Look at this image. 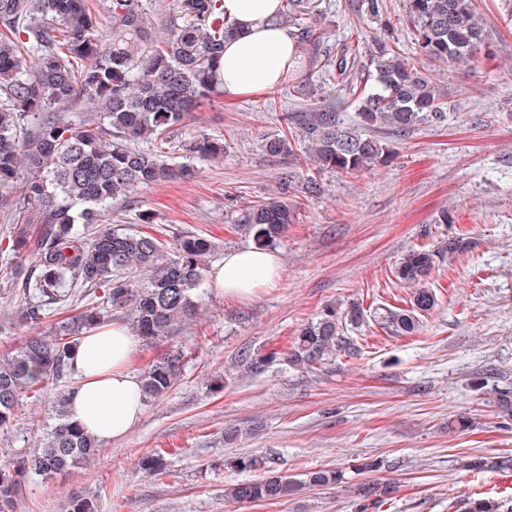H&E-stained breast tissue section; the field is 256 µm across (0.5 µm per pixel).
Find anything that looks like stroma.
Returning <instances> with one entry per match:
<instances>
[{"mask_svg":"<svg viewBox=\"0 0 512 512\" xmlns=\"http://www.w3.org/2000/svg\"><path fill=\"white\" fill-rule=\"evenodd\" d=\"M396 22L388 45L431 77L447 114L389 139V163L341 177L324 172L321 193L298 198L299 223L274 248L281 261L276 287L242 300L203 289L197 318L171 342L188 361L161 399L145 403L131 432L101 443L89 463L64 474L33 477L16 512H64L73 490L93 497L98 512H358L356 465L380 460L372 477L394 490L377 512H455L466 496L512 498V476L465 467L472 455H512V420L499 416L496 388L512 385V0H474L484 40L470 61L446 66L423 56L402 17L405 0H383ZM321 27L333 51L356 34L379 36V22L360 16L352 0H323ZM318 72L302 66L259 95L216 96L173 130L169 160L193 166L192 177L134 188L116 201L101 228L120 226L175 240L201 234L226 252L252 247L235 216L261 200L288 170L287 157L262 148L281 130L283 113L314 100ZM221 139L224 156H189L194 138ZM453 221L439 223L441 212ZM150 222H142V214ZM467 239V250L437 259L428 285L434 309L416 335L397 336L376 321L378 309L406 305L411 286L395 276L410 250ZM358 300L366 316L347 335L353 356L319 370L268 360L325 303ZM24 397L0 429V463L32 447L58 390ZM465 416L464 431L448 428ZM166 450L173 476L159 480L138 461ZM264 459L252 471L299 474L345 470L343 487L305 489L282 501L233 503L225 486L237 480L225 458Z\"/></svg>","mask_w":512,"mask_h":512,"instance_id":"35a3bbf8","label":"stroma"}]
</instances>
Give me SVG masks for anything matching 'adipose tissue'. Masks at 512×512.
<instances>
[{"mask_svg": "<svg viewBox=\"0 0 512 512\" xmlns=\"http://www.w3.org/2000/svg\"><path fill=\"white\" fill-rule=\"evenodd\" d=\"M280 0H224L235 36L224 43L219 70L225 96L260 94L277 86L296 63L298 43L285 27L269 26ZM281 273L277 254L243 248L225 255L209 273L218 295L250 298L274 287ZM139 339L130 326L113 322L84 334L76 358L78 383L70 417L100 441L125 437L144 412L140 376L133 368Z\"/></svg>", "mask_w": 512, "mask_h": 512, "instance_id": "adipose-tissue-1", "label": "adipose tissue"}]
</instances>
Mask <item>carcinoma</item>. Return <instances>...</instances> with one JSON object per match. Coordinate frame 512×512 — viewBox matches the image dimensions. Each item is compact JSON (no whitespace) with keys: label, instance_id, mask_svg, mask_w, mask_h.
<instances>
[{"label":"carcinoma","instance_id":"1","mask_svg":"<svg viewBox=\"0 0 512 512\" xmlns=\"http://www.w3.org/2000/svg\"><path fill=\"white\" fill-rule=\"evenodd\" d=\"M178 23L167 37L151 39L150 17L143 0H0V205L24 215L9 252L15 259L7 295L22 304L21 316L40 323L57 304L74 301L81 288L103 289L102 303H89L52 336L33 335L0 356V429L10 425L20 397L45 390L75 374L78 344L87 330L114 319L129 321L146 343L169 336L173 328L196 314L204 284L203 262L212 243L195 234L171 244L146 232L123 228L97 233L88 225L112 210L129 190L172 180L183 174L166 159L171 130L181 125L202 100L221 93L218 71L224 41L235 34L224 19L223 0H174ZM109 26L98 28L96 12ZM382 0H358V13L381 16ZM319 0H281L271 24L294 26L302 40L318 48L322 39ZM406 20L421 52L431 60L454 65L473 55L483 41L472 0H406ZM36 56L30 67L28 55ZM360 54L351 45L336 57H310L321 86H348L349 65ZM374 84L362 94L354 123L341 117V95L286 114V130L263 140L272 156L294 155L290 137L297 136L313 162L314 172L300 163L282 173L279 188L265 199L240 209L254 245L277 244L288 225L299 221V208L289 189L302 185L304 198L321 193L317 174L352 175L391 157L382 133L406 137L424 122H441L435 87L386 42L373 37L369 50ZM87 112L76 122L69 112ZM193 157L224 153L219 139L202 136L188 146ZM465 248L464 238L448 240L440 249L409 251L396 276L415 286L409 307L388 309L381 321L399 336L419 330V315L429 312L436 296L427 277L443 252ZM34 255L32 266L25 264ZM364 309L357 303L324 305L289 349V364L317 370L346 350L350 341L343 323L358 324ZM186 353L173 346L153 359L141 374L144 400L165 395L180 376ZM67 392L58 394L39 447L16 453L0 466V512H14L27 475L67 472L93 459L98 441L69 417ZM503 417H512V387L495 391ZM260 464L251 456L224 460L233 472ZM139 467L158 478L170 475L165 456L156 451ZM466 467L487 472L512 471V457L476 456ZM343 471L320 468L296 477L276 472L258 480H241L225 489L233 502H274L305 487L344 483ZM390 494L386 486L358 487L362 509L379 506ZM66 512H97V503L73 493ZM459 512H512L505 500L466 497Z\"/></svg>","mask_w":512,"mask_h":512}]
</instances>
